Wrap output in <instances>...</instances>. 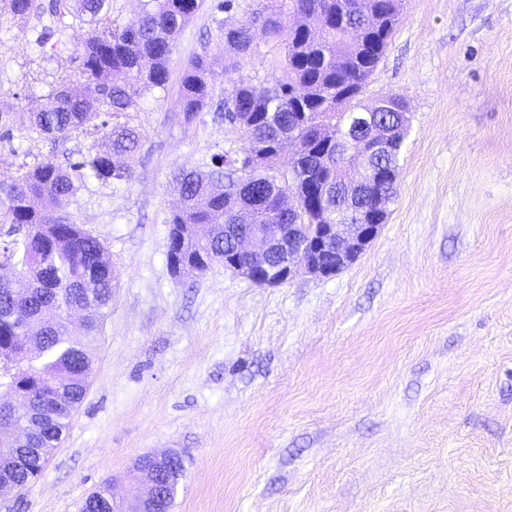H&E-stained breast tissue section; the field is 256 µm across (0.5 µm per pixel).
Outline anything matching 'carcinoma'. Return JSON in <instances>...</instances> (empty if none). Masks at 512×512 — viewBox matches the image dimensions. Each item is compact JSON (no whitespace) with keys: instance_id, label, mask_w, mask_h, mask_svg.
I'll return each instance as SVG.
<instances>
[{"instance_id":"carcinoma-1","label":"carcinoma","mask_w":512,"mask_h":512,"mask_svg":"<svg viewBox=\"0 0 512 512\" xmlns=\"http://www.w3.org/2000/svg\"><path fill=\"white\" fill-rule=\"evenodd\" d=\"M3 2L13 16L41 10L48 16L47 35L67 26L68 18L87 25L77 41L84 81H65L50 91L31 115V130L59 141L79 128L102 132L109 150L73 167H86L104 182L130 178L140 134L102 116L118 117L135 108L143 89L166 88L176 36L202 0H142L139 14L122 26L112 25V0H49L45 7L35 0ZM401 10L402 0H264L249 22L224 29L220 56L226 51L246 55L256 24L282 55L271 82H241L224 100V117L234 112L242 122L230 127L243 141L240 163L215 155L206 171L176 169L171 174L181 203L167 219L169 250L179 255L181 272H202L224 262V240L199 237L197 224H235L241 213L250 224H332L336 213L355 206L366 209L372 224L388 217L410 127L404 125L400 98L366 105L360 95ZM209 75L210 65L201 58L184 69L179 90L188 122L208 104ZM338 112L347 114L349 122L360 112H371L389 131L391 151L374 161L383 179L366 185L355 200L344 192L336 142L312 134L313 124L334 122ZM298 126L301 141L283 171L275 150ZM263 150L269 151L264 166L244 162L247 154ZM76 191L67 169L50 159L0 184V224L9 225L0 238V262L30 281L22 320L12 318V289L0 284V429L26 422L35 426L23 438L5 435L0 440V471H11L21 489L41 474L84 399L92 364L89 343L112 302L114 274L106 247L57 210ZM292 193L305 202L315 197L316 207L288 216L279 202ZM71 301L95 309L79 335L69 328L64 312ZM100 493L102 512L127 509L112 500L110 485Z\"/></svg>"}]
</instances>
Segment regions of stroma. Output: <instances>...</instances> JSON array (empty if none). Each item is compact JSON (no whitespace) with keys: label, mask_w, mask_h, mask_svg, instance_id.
I'll list each match as a JSON object with an SVG mask.
<instances>
[{"label":"stroma","mask_w":512,"mask_h":512,"mask_svg":"<svg viewBox=\"0 0 512 512\" xmlns=\"http://www.w3.org/2000/svg\"><path fill=\"white\" fill-rule=\"evenodd\" d=\"M206 0L177 37L167 89L122 119L140 134L131 179L79 163L103 141L55 142L29 114L81 82L74 26L0 15V182L51 159L77 186L62 208L106 247L112 303L89 388L41 476L0 512H78L145 455H181L171 512H512V0H403L361 99L403 97L411 129L376 238L329 278L258 287L223 264L168 270L177 168L242 146L212 109L185 122L179 77L209 60L212 99L270 79L281 51L255 31L227 68L215 47L259 0Z\"/></svg>","instance_id":"stroma-1"}]
</instances>
